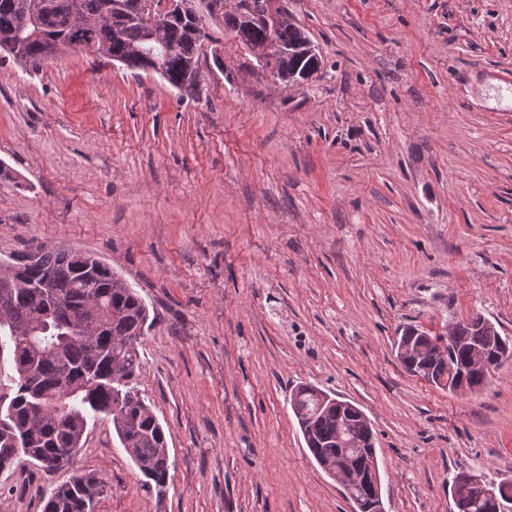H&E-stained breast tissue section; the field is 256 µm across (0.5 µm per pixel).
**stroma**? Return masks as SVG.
Masks as SVG:
<instances>
[{"label": "stroma", "mask_w": 512, "mask_h": 512, "mask_svg": "<svg viewBox=\"0 0 512 512\" xmlns=\"http://www.w3.org/2000/svg\"><path fill=\"white\" fill-rule=\"evenodd\" d=\"M322 65L282 82L204 15L198 89L69 49L0 53V261L91 253L155 315L140 389L170 472L146 486L111 418L74 468L96 512H353L289 395L369 418L384 512H456L460 469L512 479V360L476 392L406 373L394 342L479 314L512 337V0H280ZM68 470L19 462L0 512Z\"/></svg>", "instance_id": "35a3bbf8"}]
</instances>
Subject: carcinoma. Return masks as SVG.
<instances>
[{
    "mask_svg": "<svg viewBox=\"0 0 512 512\" xmlns=\"http://www.w3.org/2000/svg\"><path fill=\"white\" fill-rule=\"evenodd\" d=\"M129 0H0V51L31 66L52 58L77 41L110 61L155 69L174 88L197 87L198 50L207 38L200 7L220 0H181V11L151 31L132 14ZM225 23L246 47L268 42L278 78L291 82L299 54L310 39L291 23L276 28ZM11 266L24 277L0 273V356L8 354L14 374L0 394V465L25 456L47 472L73 463L83 448L89 422L112 418L113 428L132 461L148 480L164 487L169 458L161 424L139 389V347L153 321L140 295L95 256L39 246L34 262L21 252ZM411 347L397 354L413 376L458 391L461 367L483 355L490 337L463 321L431 342L407 328L400 336ZM490 368L467 375L465 389L480 390L491 370L512 359V340ZM325 391L297 386L290 405L307 448L320 466L374 448L371 423L348 407L321 404ZM357 512H376L381 494L363 482L344 487ZM105 484L92 472H76L43 499V512H95ZM458 512H490L483 489L475 487L455 503Z\"/></svg>",
    "mask_w": 512,
    "mask_h": 512,
    "instance_id": "obj_1",
    "label": "carcinoma"
}]
</instances>
